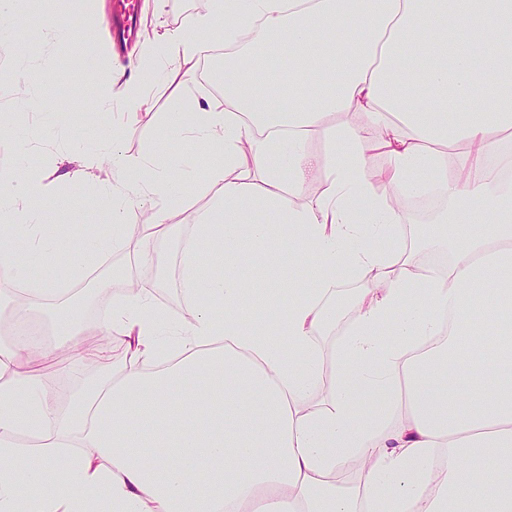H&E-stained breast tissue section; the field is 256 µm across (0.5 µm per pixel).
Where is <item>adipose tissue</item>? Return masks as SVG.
Instances as JSON below:
<instances>
[{
	"label": "adipose tissue",
	"instance_id": "1",
	"mask_svg": "<svg viewBox=\"0 0 512 512\" xmlns=\"http://www.w3.org/2000/svg\"><path fill=\"white\" fill-rule=\"evenodd\" d=\"M56 12L0 0V42L20 19L84 46ZM224 38L256 27L247 47L224 55V99L195 110L175 100L164 131L218 148L208 209L181 248L180 280L193 316L177 348L151 289H125L106 321L114 347L87 346L98 377L71 392L10 366L32 339L0 342V512H512V166L500 133L512 131V0H211L190 28L154 35L153 53L174 60L168 81H188L215 14ZM297 80L302 103L275 104L257 73ZM100 70V107L121 100L128 121L143 101ZM362 114L363 124L331 117ZM342 144L316 205L301 204L315 159L306 141ZM461 146L455 175L445 152ZM388 156L385 173L371 152ZM103 195L109 229L85 226L81 249L66 236L36 238L25 258L7 239L41 222L52 204L47 172L17 164L0 173V273L24 278L48 253L68 273L112 248H128L124 213L145 205L144 262L175 227L184 187L139 157L111 151ZM433 172L451 213V260L424 278L393 236L398 200L422 194ZM21 224L8 225L10 217ZM271 257L252 285L244 249ZM307 284H300L298 268ZM365 281L338 354L316 336L331 319L323 300L337 277ZM337 386L326 406L310 395L327 369ZM459 370V392L434 381ZM404 387L382 414L357 410ZM366 460L361 484L344 480Z\"/></svg>",
	"mask_w": 512,
	"mask_h": 512
}]
</instances>
